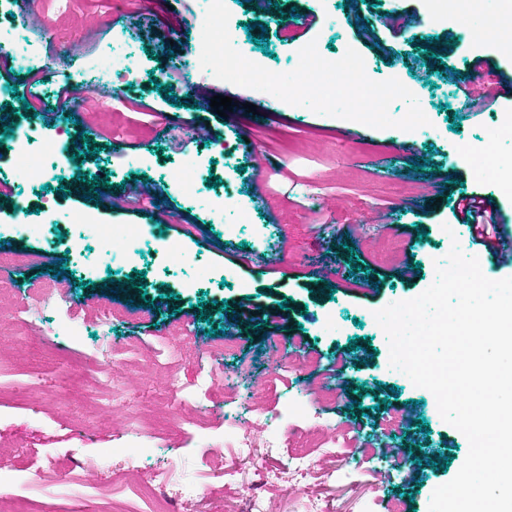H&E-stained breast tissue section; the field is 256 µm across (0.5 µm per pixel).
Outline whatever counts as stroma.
I'll return each mask as SVG.
<instances>
[{
  "instance_id": "35a3bbf8",
  "label": "stroma",
  "mask_w": 512,
  "mask_h": 512,
  "mask_svg": "<svg viewBox=\"0 0 512 512\" xmlns=\"http://www.w3.org/2000/svg\"><path fill=\"white\" fill-rule=\"evenodd\" d=\"M279 3L259 13L242 0H227L233 22L267 29L263 46L241 39L246 58L288 72L309 42L324 57L354 48L371 79L397 77L412 87L429 125L376 129L356 139L357 122L280 100L267 115L248 112L243 102L251 89L230 83L224 86L232 100L227 116L203 109L196 97L204 80L200 43L174 40L170 25L199 29L207 0H38L40 30L19 20L27 0H0V55L12 54L16 72L14 85H0V104L14 121L25 118L17 94L27 89V72L40 67L51 74L39 91L54 120L38 125L29 151H45L59 132L72 136L83 124L112 129L90 169L62 154L41 183L20 170L17 146L0 142V180L13 184L28 209L24 215L0 209V241L25 257L0 273V288L12 289L21 304L43 270H58L61 285L31 323L0 326V347L16 352L0 360V444L16 447L37 512H112L116 501L146 512V501L120 471V450L144 421L155 423L156 432L142 452V475L172 468L168 491L174 494L201 481V449L230 443L251 407H263L277 445L257 449L238 467L244 480L257 481L260 497L276 498L279 512H305V505L269 476L295 469L299 455L310 452V432L319 429L335 440L337 459L357 462L350 476L327 470L302 476L323 512H380V501L390 497L414 499L416 512H428L434 489L454 478L468 453L467 439L442 420L434 395L391 368L374 313L427 289L436 263L455 243L478 258L487 278L512 277V265L472 243L453 204L467 193L482 195L512 225V192L479 174L460 152L465 143L479 146L500 118H512V93L497 90L512 80V60L499 59L491 34L477 37L460 25V17L479 14L478 0H454L446 17L435 0ZM91 14L98 24L86 36L82 23ZM300 14L315 15L316 25L298 28ZM28 43L37 57L25 61L20 53ZM449 56L465 84L449 80ZM477 57L490 68L476 77L471 63ZM176 61L183 65L182 91L171 100L148 73ZM94 65L120 73L133 68L136 80L84 104ZM63 84L72 89L65 103L57 96ZM465 87L472 97H491L492 107L468 114ZM123 96L145 98L179 120L178 140L126 111ZM204 123L221 132L223 157L193 142L191 128ZM118 141L126 151H115ZM256 156L268 178L259 197L250 173ZM189 162L198 167L197 185L172 181V172ZM95 175L113 185L144 178V190L172 224L156 222L151 213L112 212L59 190ZM212 176L219 186L208 187ZM227 192L232 205L215 210L213 197ZM46 198L55 210L48 230L37 213ZM88 216L103 227L146 234L147 241L103 250L84 225ZM190 220L195 229L187 228ZM395 226L403 228L406 247L385 263L378 245ZM60 235L82 242V251L55 245ZM317 265L331 268L332 288L315 295L307 284ZM136 270L145 274L137 288L130 282ZM368 281L376 282L375 290L365 289ZM222 300L229 308L221 312L216 304ZM282 302L293 310L285 321L278 315ZM101 303L114 308L111 321L96 320ZM211 327L217 336L208 335ZM225 338L237 342L236 356L209 357ZM301 357L319 361V369H297ZM214 369L230 382L232 395L212 396ZM326 379L336 387V402L321 408L318 420L302 419ZM69 449L77 457L67 462L65 476L46 474L43 459ZM98 454L111 457L113 471L96 494L83 486L78 460ZM396 455L407 457L408 466L376 477L380 462Z\"/></svg>"
}]
</instances>
